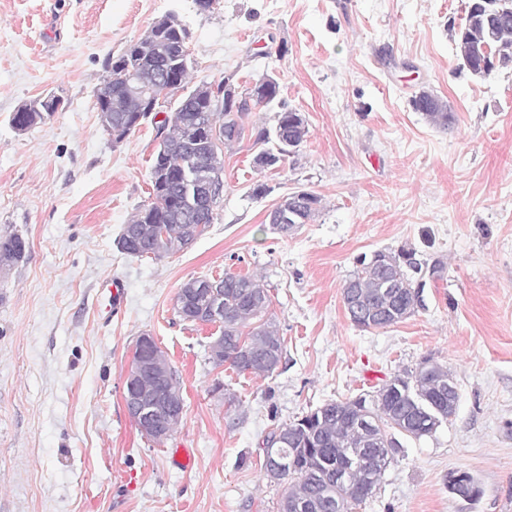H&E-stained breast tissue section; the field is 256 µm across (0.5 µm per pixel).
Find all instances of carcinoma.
<instances>
[{"instance_id": "1", "label": "carcinoma", "mask_w": 512, "mask_h": 512, "mask_svg": "<svg viewBox=\"0 0 512 512\" xmlns=\"http://www.w3.org/2000/svg\"><path fill=\"white\" fill-rule=\"evenodd\" d=\"M454 42L469 45L464 66L476 76H484L482 63L494 54L512 59V0H503L490 11L468 9L464 23L450 30ZM188 31L161 29L150 43L132 40L124 52L106 61V79L96 90V100L106 106L112 126L133 125L143 116L147 121L151 96L138 93L133 86L114 80L116 70L134 71L142 85L158 93L168 81H178L175 91L184 89L192 61L183 51ZM236 87L234 75L201 83L177 100L174 109L154 125L164 133L151 167L167 169L164 179L151 182L152 195L160 203L140 206L125 224L118 245L129 257L161 259L179 252L200 237L217 217L218 201H208L202 190L183 183L177 161H198L209 169L224 165V153H232L244 137V119L249 112L272 103L280 93L279 83L258 92L251 103L226 110V92ZM63 97L50 94L29 102V111L15 112L10 122L23 131L45 121L58 111ZM215 100L218 105L209 107ZM415 111L427 121L448 129L455 113L448 102L423 91L412 102ZM219 133L220 144L202 135L201 126ZM308 128L302 115L285 107L275 113L271 127L252 128L253 165L262 170L284 163L295 155L306 140ZM296 206L298 223L308 224L318 216L322 199L313 192L296 191L288 195ZM27 244L13 234L0 238V266L9 269L25 257ZM446 263L435 258H417L413 249H384L374 257H362L342 289V300L351 322L368 330L395 325L425 306L420 297L424 275L441 280ZM212 282L221 287L224 318L220 335L224 353L210 357L216 366L229 364L239 373L269 376L283 357V339L272 314L271 298L261 281L246 275L226 273L218 279L191 280L193 297L183 303L179 316L187 321L208 324L209 298L196 284ZM143 352L156 368L170 369L171 379L180 377L171 367L154 339L147 340ZM453 380L448 368L429 359L413 372L397 374L373 394H360L345 401L330 400L306 412L282 428L286 440L280 450L286 454L288 471L278 476L288 481L280 500V512H352L380 486L384 473L400 448L395 434L419 440L435 434L455 413L456 397L448 393ZM449 490L461 497L478 493L471 475L452 473Z\"/></svg>"}]
</instances>
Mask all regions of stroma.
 <instances>
[{"label": "stroma", "mask_w": 512, "mask_h": 512, "mask_svg": "<svg viewBox=\"0 0 512 512\" xmlns=\"http://www.w3.org/2000/svg\"><path fill=\"white\" fill-rule=\"evenodd\" d=\"M469 0H0V236L25 259L0 276V512H279L281 481L263 448L278 428L329 400L376 391L431 359L451 371L455 413L402 448L354 512H512V65L479 77L450 39ZM189 31L194 82L265 75L308 135L281 167L252 166V142L224 157L213 224L183 251L132 258L116 240L152 191L151 124L120 144L94 91L107 57L156 20ZM428 90L452 128L412 107ZM65 110L27 131L9 119L30 100ZM270 193L250 196L254 184ZM306 189L315 221L288 235L266 214ZM415 249L442 258L424 309L363 330L341 288L362 256ZM262 280L284 339L268 377L209 362L214 324L174 309L189 280ZM122 311L106 316L110 282ZM153 336L178 370V429L154 443L123 403L131 351ZM190 448L188 473L168 451ZM468 472L479 493L448 489Z\"/></svg>", "instance_id": "obj_1"}]
</instances>
